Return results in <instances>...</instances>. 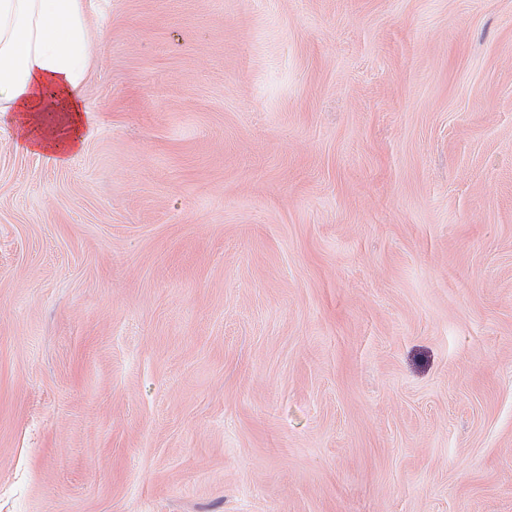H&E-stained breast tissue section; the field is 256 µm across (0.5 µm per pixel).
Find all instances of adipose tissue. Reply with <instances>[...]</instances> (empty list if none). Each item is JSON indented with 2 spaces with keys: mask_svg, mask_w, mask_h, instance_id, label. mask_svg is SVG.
Returning <instances> with one entry per match:
<instances>
[{
  "mask_svg": "<svg viewBox=\"0 0 512 512\" xmlns=\"http://www.w3.org/2000/svg\"><path fill=\"white\" fill-rule=\"evenodd\" d=\"M94 34L84 0H0V116L56 163L80 147Z\"/></svg>",
  "mask_w": 512,
  "mask_h": 512,
  "instance_id": "1",
  "label": "adipose tissue"
}]
</instances>
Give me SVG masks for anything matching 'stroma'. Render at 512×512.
Returning <instances> with one entry per match:
<instances>
[{
  "instance_id": "obj_1",
  "label": "stroma",
  "mask_w": 512,
  "mask_h": 512,
  "mask_svg": "<svg viewBox=\"0 0 512 512\" xmlns=\"http://www.w3.org/2000/svg\"><path fill=\"white\" fill-rule=\"evenodd\" d=\"M68 163L0 118V512H512V0H94Z\"/></svg>"
}]
</instances>
